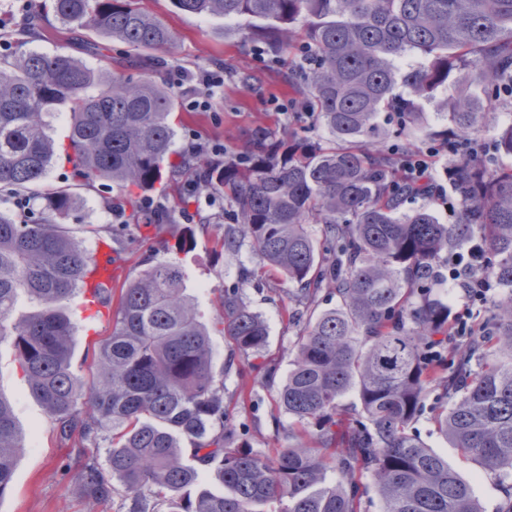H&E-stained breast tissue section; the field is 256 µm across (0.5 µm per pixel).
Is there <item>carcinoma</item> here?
<instances>
[{
    "instance_id": "obj_1",
    "label": "carcinoma",
    "mask_w": 512,
    "mask_h": 512,
    "mask_svg": "<svg viewBox=\"0 0 512 512\" xmlns=\"http://www.w3.org/2000/svg\"><path fill=\"white\" fill-rule=\"evenodd\" d=\"M181 11L247 18L271 57L292 54L288 81L323 135L284 142L251 134L244 155L169 162L176 104L169 89L134 79L129 67L106 71L63 50H37L0 64V192L44 200L39 210L0 211V343L67 441H74L82 495H131L128 512H361L366 475L382 512H482L471 486L412 433L428 392L453 395L436 417L452 447L512 481V121L494 127L493 156L448 153V187L457 220L442 224L422 198L398 182L397 157L372 151L389 137L409 146L485 140L487 106L512 103V0H172ZM42 9L63 25L137 51L169 44V29L138 0H48ZM442 117L431 125L422 104ZM70 117L68 144L51 134L60 109ZM397 115L396 125L380 121ZM88 187L158 193L176 174L212 189L233 206L219 242L235 252L247 241L263 266L297 288L305 305L323 287L336 308L301 326L293 368L278 393L280 409L303 437L270 457L233 446L224 431V385L213 370L211 329L231 351L258 356L267 327L240 289L220 290L213 326L185 294L177 255L150 260L120 291L112 335L100 342L90 382L71 370L77 325L60 303L85 292L93 263L63 224L78 203L72 188H41L59 155ZM320 225L316 235L310 225ZM477 245L500 288L487 313L492 332L473 338L448 361V300L436 288L440 259ZM37 309L14 317L18 297ZM357 389L360 407L343 417L341 398ZM87 405L85 414L76 406ZM108 436L105 465L81 448ZM23 451L12 404L0 397V496ZM336 479H328V472ZM224 487L213 492L209 483Z\"/></svg>"
}]
</instances>
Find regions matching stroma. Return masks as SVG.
<instances>
[{
    "label": "stroma",
    "instance_id": "1",
    "mask_svg": "<svg viewBox=\"0 0 512 512\" xmlns=\"http://www.w3.org/2000/svg\"><path fill=\"white\" fill-rule=\"evenodd\" d=\"M41 0H28V12H21L17 0H0V28L28 29L26 48L51 53L68 47L78 59L98 67L100 55L89 53L93 37L88 32L73 33L60 25L53 15H41ZM143 6L164 22L172 33L168 47L157 50L161 66L151 68L149 76L165 82L169 68L189 70L223 65L224 94L212 111L190 112L177 107L175 112V152H182L188 137L202 142H223L226 150L242 151L246 135L263 128L278 138L288 136V117L273 111L270 101L292 99L287 67H269L252 55V47L243 43L240 29L247 20L232 22L218 17H200L176 10L171 0H143ZM79 204L66 223L89 253H97L99 243H110L112 261L119 268L113 290L140 275L146 261L162 256L163 247L172 237L190 232L191 241L184 256L187 274L186 293L196 304L204 322H211L219 312L216 292L221 288L241 286L249 307L259 313L268 328L264 357L251 358L232 353L221 333H213V366L224 381V425L236 444L267 455L291 443V419L276 405L295 356L299 330L288 300L295 285L285 277H258V260L249 246L233 253L218 252L215 242L230 224V212L218 204H200L199 214L184 223L162 222L141 230L123 228L121 238L111 241L112 207L106 192L82 188ZM252 272L249 282H242L245 272ZM78 324L71 360L73 372L83 379L95 373V359L100 341L112 332L116 303H109L106 313L91 317L82 297L66 303ZM0 397L12 403L16 428L24 446L18 457L10 489L0 496V512H123V495L97 506L88 505L78 490L76 471L70 470L71 442L61 438L58 427L34 398L26 379L17 367L11 344L0 345ZM438 391L426 398L427 414L415 429L430 447L448 460L467 481L483 512H502L505 494L495 475L474 461H464L457 450L439 436L429 415L444 406Z\"/></svg>",
    "mask_w": 512,
    "mask_h": 512
}]
</instances>
